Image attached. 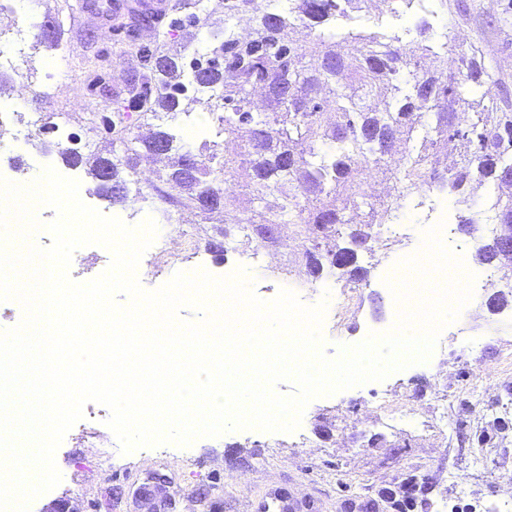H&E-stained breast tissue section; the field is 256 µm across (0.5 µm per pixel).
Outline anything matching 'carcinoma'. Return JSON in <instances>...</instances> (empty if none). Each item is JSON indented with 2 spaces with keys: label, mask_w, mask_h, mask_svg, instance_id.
<instances>
[{
  "label": "carcinoma",
  "mask_w": 512,
  "mask_h": 512,
  "mask_svg": "<svg viewBox=\"0 0 512 512\" xmlns=\"http://www.w3.org/2000/svg\"><path fill=\"white\" fill-rule=\"evenodd\" d=\"M414 0H287L270 8L266 0H224V15L213 8L174 19L207 34L203 71L186 72L179 51L142 50L144 66L156 90L132 99L144 117L172 120L189 113L197 94L220 91L209 107L224 109L218 117L224 133L245 148L236 158L202 145L197 167L181 168L190 150L174 146L175 134L157 127L140 137L123 121L114 124L125 162L103 156L63 153V161L126 186L143 161H167L162 184L148 190L183 207L200 208L211 197L209 212L222 224L249 223L250 239L262 224H297L309 234L334 227L354 238L363 232L368 250L379 242L375 225L387 224L405 194L418 190L448 193L460 213L459 229L475 237L480 223L472 213L477 188H491L496 223L512 230V103L483 90L496 70L472 44L459 52L458 66L438 65L435 48L424 45L406 52L402 39L388 32L383 17H400ZM352 11L376 21L373 31L347 30L338 24ZM302 24L313 34L305 48L291 37ZM193 95H188V91ZM399 154L394 168L388 158ZM245 171L249 208L239 211L216 187L235 167ZM390 170L392 200L378 210L368 203V180ZM306 258L312 276L324 267L337 269L355 285L365 279L351 265L347 248ZM475 260L512 277V253L502 254L491 238L476 247Z\"/></svg>",
  "instance_id": "cac0c4a2"
}]
</instances>
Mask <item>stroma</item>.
I'll return each instance as SVG.
<instances>
[{
	"instance_id": "stroma-1",
	"label": "stroma",
	"mask_w": 512,
	"mask_h": 512,
	"mask_svg": "<svg viewBox=\"0 0 512 512\" xmlns=\"http://www.w3.org/2000/svg\"><path fill=\"white\" fill-rule=\"evenodd\" d=\"M466 2L464 13L457 10V0H431L428 12L408 15L409 41L416 47L445 43L441 57L452 68L459 45L476 44L504 81L490 86V95L512 91V0ZM75 3L41 0L40 5L42 14L64 24L61 44L68 68L57 98L48 102L33 93L44 82L49 56L39 44L24 69L13 73L6 94L16 103L15 127L29 112L68 113L66 126H48L32 137L33 145L46 146V157L54 162L72 136L82 154L111 155L112 136L98 118L127 111L128 94L121 89L104 96L92 82L109 70L115 55L128 56L132 72L140 75L139 48L176 46L190 34L170 21L188 16L192 0H171L170 19L154 36H139L137 24L126 22L107 40L74 20ZM186 215L184 224L158 220L160 235L174 242L175 253L145 251L149 267L139 278L145 290L158 289L178 272L203 269L221 276L242 267L238 255L249 248L248 239L210 223L206 211L190 208ZM396 221L408 225V239L385 237L373 249L359 250L357 264L366 279L348 302L336 303L305 266L306 249L315 243L332 248L335 234L311 241L294 224L277 227L274 240L264 247L261 267L245 269L252 289L264 301L287 288L307 305L326 304L334 318L321 327V350L336 358L341 347L364 341L371 328L388 319V267L421 243L428 228L425 212L411 208ZM492 295L485 290L467 317L443 327L426 362L312 399L290 433L233 430L198 438L187 447H142L106 461L102 451L113 434L95 418L99 403H87L84 419L55 452L60 483L34 498L27 512H47L58 502L70 512H99L98 502L107 498L112 512H152L155 503L143 498L141 490L158 471L172 480L160 493L167 512H252L253 503L284 484L319 498L321 512H353L354 504L377 499L380 488L398 487L410 476L430 484L428 512H505L512 503V301L493 308ZM204 484L214 491L202 501L197 489Z\"/></svg>"
}]
</instances>
